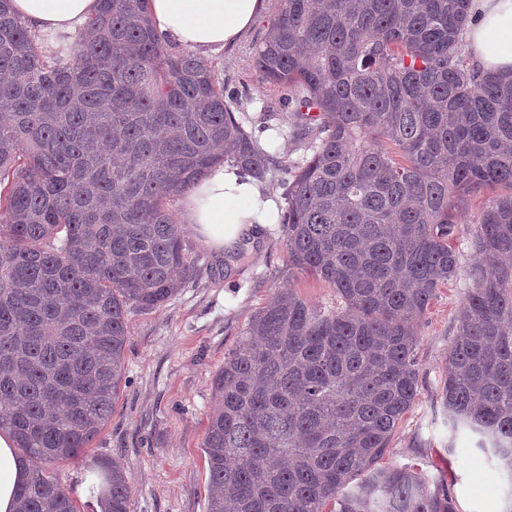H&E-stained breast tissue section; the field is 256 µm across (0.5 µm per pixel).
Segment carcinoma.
Returning <instances> with one entry per match:
<instances>
[{"mask_svg":"<svg viewBox=\"0 0 512 512\" xmlns=\"http://www.w3.org/2000/svg\"><path fill=\"white\" fill-rule=\"evenodd\" d=\"M0 0V429L39 463L16 512H76L46 467L112 418L128 314L196 272L173 202L214 164H279L224 83L170 52L148 0H99L76 35L32 31ZM256 55L292 94L310 154L284 183L288 278L337 309L273 294L213 380L205 512H456L422 473L381 466L413 407L423 319L460 271L468 196L503 186L466 228L473 261L441 390L512 487V77L461 51L469 0H281ZM315 112V130L305 113ZM94 481L130 512L116 463ZM291 284L300 295L313 303L327 307L336 306L334 289L311 275L299 274Z\"/></svg>","mask_w":512,"mask_h":512,"instance_id":"carcinoma-1","label":"carcinoma"}]
</instances>
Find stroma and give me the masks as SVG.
I'll list each match as a JSON object with an SVG mask.
<instances>
[{
  "label": "stroma",
  "mask_w": 512,
  "mask_h": 512,
  "mask_svg": "<svg viewBox=\"0 0 512 512\" xmlns=\"http://www.w3.org/2000/svg\"><path fill=\"white\" fill-rule=\"evenodd\" d=\"M268 20H261L232 48L209 56L234 113L259 144L279 159L305 156L290 123L263 127L262 115H291L282 88L264 83L255 52ZM198 271L178 294L156 311L128 316L126 382L110 422L78 459L55 463L49 474L73 501L77 512H94L80 487L90 466L116 459L131 480V512H205L208 469L202 448L213 407L215 371L240 339L250 316L287 286L309 301L331 307L333 288L310 275L288 279L281 225L266 224L246 236L244 256L225 263L186 233ZM467 293L464 278L442 287L424 319L417 348L418 395L396 430L385 462L414 465L431 485L447 489L458 512H505L507 487L485 454L466 434H452L440 391L448 348L457 334V315Z\"/></svg>",
  "instance_id": "stroma-1"
}]
</instances>
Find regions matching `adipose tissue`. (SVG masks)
Returning a JSON list of instances; mask_svg holds the SVG:
<instances>
[{
	"mask_svg": "<svg viewBox=\"0 0 512 512\" xmlns=\"http://www.w3.org/2000/svg\"><path fill=\"white\" fill-rule=\"evenodd\" d=\"M269 0H149L154 30L167 42L208 56L236 45L266 13ZM12 13L38 33H77L95 12L97 0H9ZM477 21L465 40L473 66L512 75V0H470ZM279 219L275 200L254 178L218 163L184 193L181 220L199 243L220 253L256 224ZM29 462L15 452L11 435L0 430V512H14L15 490L27 481Z\"/></svg>",
	"mask_w": 512,
	"mask_h": 512,
	"instance_id": "ef3b65f1",
	"label": "adipose tissue"
}]
</instances>
